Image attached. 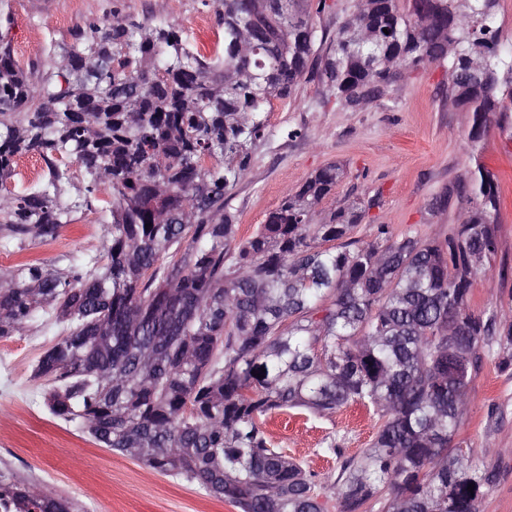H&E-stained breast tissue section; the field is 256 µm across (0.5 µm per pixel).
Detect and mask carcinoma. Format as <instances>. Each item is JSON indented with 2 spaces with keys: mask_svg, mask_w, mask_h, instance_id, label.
Returning <instances> with one entry per match:
<instances>
[{
  "mask_svg": "<svg viewBox=\"0 0 512 512\" xmlns=\"http://www.w3.org/2000/svg\"><path fill=\"white\" fill-rule=\"evenodd\" d=\"M224 29L211 57L172 21L119 7L71 33L56 66L15 59L0 30V246L46 242L101 195L110 237L64 271L0 274V339L43 312L58 339L35 376L50 413L95 443L199 481L239 512H326L316 474L288 459L260 418L293 409L375 412L363 455L340 460L339 512H479L498 480L453 441L485 350L512 369V320L470 308L497 253L495 173L479 163L455 189L468 208L448 237L351 234L353 205L317 218L336 187L328 165L237 238L230 191L269 136L264 113L303 78L362 106L407 68L448 62V91L472 113L469 143L512 116V45L498 0H356L334 38L327 0H200ZM27 154L42 179L10 186ZM221 165H207L216 155ZM84 171L72 185L69 162ZM151 227H145V224ZM266 369L264 377L257 374ZM474 490L468 491V484ZM0 512H75L0 473Z\"/></svg>",
  "mask_w": 512,
  "mask_h": 512,
  "instance_id": "obj_1",
  "label": "carcinoma"
}]
</instances>
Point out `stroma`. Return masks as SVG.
Instances as JSON below:
<instances>
[{
  "label": "stroma",
  "mask_w": 512,
  "mask_h": 512,
  "mask_svg": "<svg viewBox=\"0 0 512 512\" xmlns=\"http://www.w3.org/2000/svg\"><path fill=\"white\" fill-rule=\"evenodd\" d=\"M137 17L173 19L190 45L199 42L194 22L200 0H120ZM113 0H0L8 13V36L16 57L52 69L51 43L108 15ZM448 66L431 63L409 69L404 80L370 105L353 109L326 99L313 82H300L285 100L272 99L270 135L253 153L250 169L236 186L230 208L238 234L251 235L283 199L318 169L334 163L343 170L336 188L319 205L323 215L359 201H373L353 231L367 240L377 224L393 234L407 231L432 239L459 224L466 203L452 189L475 163L498 177L503 203L497 217L498 252L487 275L478 276L470 306L475 312L512 315V127L492 128L480 141L465 136L472 115L448 101ZM447 197L445 207L434 201ZM79 233L63 227L51 241L24 252L0 249V269L12 270L28 258L63 269L69 258L100 249L109 225L96 214L82 215ZM53 333L31 327L0 340L10 368L0 373V431L10 434L0 449V469L28 478L38 488L72 501L79 512H238L201 484L172 477L94 444L77 424L52 416L45 405V380L34 369ZM273 444L323 483L337 476L335 457L322 451L325 438H340L345 456L369 448L379 428L377 415L358 405L330 416L272 414L266 421ZM463 455L496 468L497 484L480 512H512V370L486 358L467 392L464 425L455 438Z\"/></svg>",
  "instance_id": "35a3bbf8"
}]
</instances>
